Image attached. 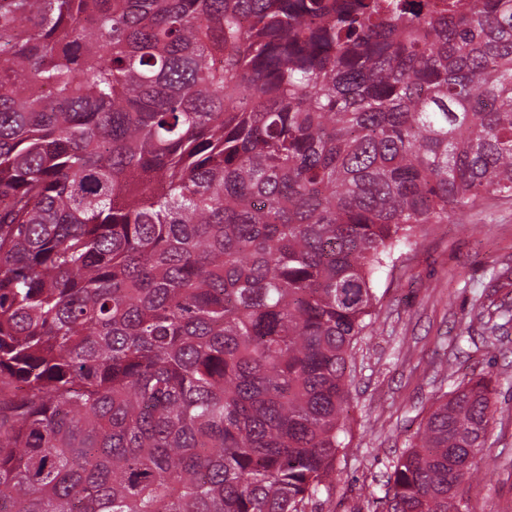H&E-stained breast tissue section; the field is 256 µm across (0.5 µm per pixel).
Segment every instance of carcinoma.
<instances>
[{
	"mask_svg": "<svg viewBox=\"0 0 512 512\" xmlns=\"http://www.w3.org/2000/svg\"><path fill=\"white\" fill-rule=\"evenodd\" d=\"M512 197V0H0V512H305L378 272ZM491 379L388 512H463Z\"/></svg>",
	"mask_w": 512,
	"mask_h": 512,
	"instance_id": "1",
	"label": "carcinoma"
}]
</instances>
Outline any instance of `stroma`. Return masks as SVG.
I'll return each instance as SVG.
<instances>
[{
	"instance_id": "35a3bbf8",
	"label": "stroma",
	"mask_w": 512,
	"mask_h": 512,
	"mask_svg": "<svg viewBox=\"0 0 512 512\" xmlns=\"http://www.w3.org/2000/svg\"><path fill=\"white\" fill-rule=\"evenodd\" d=\"M512 200L484 197L462 220L436 224L375 285L371 325L353 353L345 448L330 493L306 512H385L383 483L436 398L491 376L498 410L463 490L468 512H512V322L487 331L482 308L512 300Z\"/></svg>"
}]
</instances>
